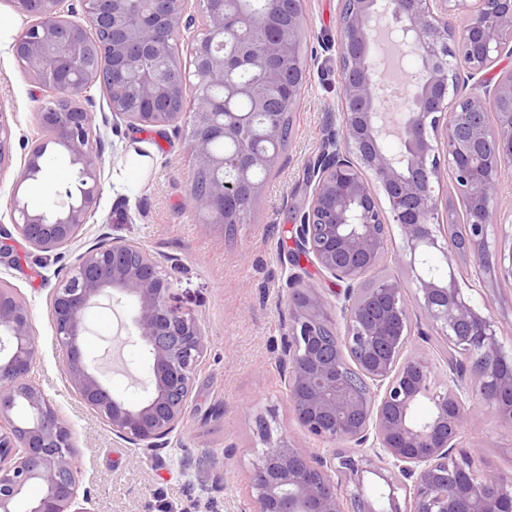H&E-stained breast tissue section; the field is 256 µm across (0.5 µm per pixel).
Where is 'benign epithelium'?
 <instances>
[{"mask_svg": "<svg viewBox=\"0 0 512 512\" xmlns=\"http://www.w3.org/2000/svg\"><path fill=\"white\" fill-rule=\"evenodd\" d=\"M13 0L34 18L12 44L20 67L49 91L35 113L42 132L11 189L18 233L41 252L68 247L84 235L100 195L101 139L79 103L93 82L133 85L108 99L112 120L130 128L184 125L195 171L190 211L204 224H240L259 200V172L273 171L284 138V108L301 100L296 69L304 0H269L248 15L227 11L229 0H200L203 34L183 61L170 37L193 25L187 0ZM290 22L273 21L276 9ZM392 21L401 50L420 61L406 86L400 150L383 146L373 22ZM341 73L339 130L325 138L310 167L313 183L295 229L300 253L327 279L343 283L328 299L298 275L288 279L287 331L282 339L284 383L297 426L327 446L297 448L273 441L257 418L266 447L248 482L253 512H512V474L475 463L463 425L479 411L512 430V354L504 349L487 300L465 293L455 267L512 285V223L498 212V193L512 170V0H340L336 39ZM259 70L265 89L228 73ZM224 84V98L184 90ZM251 101L265 119L261 141L229 103ZM11 130L0 113V170L9 163ZM232 143L215 151L211 143ZM64 149L77 192L51 210L24 201L22 186L44 173L48 148ZM450 178L456 196L441 186ZM400 244H394L392 227ZM441 253L443 263L428 261ZM415 278L366 284L384 261ZM172 281L161 257L135 240L101 235L76 257L54 288L49 311L55 345L71 387L91 414L136 448L163 447L184 431L194 383L207 360L203 325L168 304ZM134 304V335L146 351L147 376L137 403L117 398L81 347L86 318L102 298ZM428 329L443 337L440 369L426 352L409 349ZM39 344L29 305L0 279V512L34 484L40 497L27 512L78 509L81 469L70 426L31 380ZM426 401L431 414L413 417ZM384 481L387 505L364 491L366 474ZM408 509L401 508L398 491Z\"/></svg>", "mask_w": 512, "mask_h": 512, "instance_id": "7a95c632", "label": "benign epithelium"}]
</instances>
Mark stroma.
<instances>
[{"mask_svg":"<svg viewBox=\"0 0 512 512\" xmlns=\"http://www.w3.org/2000/svg\"><path fill=\"white\" fill-rule=\"evenodd\" d=\"M339 0H305L303 52L307 82L293 114L287 148L265 181L261 198L233 233L202 224L186 206L194 169L183 129L136 132L112 124L99 85L82 95V106L102 139L101 195L84 238L45 253L15 230L9 193L28 142L40 135L33 114L46 91L21 69L11 44L0 42V108L13 116L12 161L0 172V279L27 301L39 340L31 372L75 433L86 512H250L248 471L264 443L256 417L273 436L287 435L299 448L318 450L297 426L283 393L278 359L288 323V279L330 292L332 285L307 258H293L298 208L310 192L308 166L319 153L334 117L340 67L329 41L337 36ZM136 240L166 260L169 303L205 325L207 364L198 374L186 429L180 439L145 451L117 438L111 426L89 414L70 386L54 342L49 298L76 257L99 235ZM131 300L90 311L84 349L110 366L120 349L133 374L145 372L142 347L122 343L119 316ZM466 444L483 468L512 473V431L492 414L465 423ZM219 464H209V457Z\"/></svg>","mask_w":512,"mask_h":512,"instance_id":"stroma-1","label":"stroma"}]
</instances>
